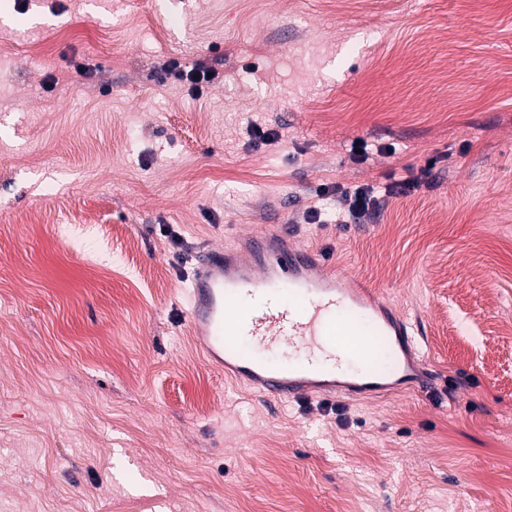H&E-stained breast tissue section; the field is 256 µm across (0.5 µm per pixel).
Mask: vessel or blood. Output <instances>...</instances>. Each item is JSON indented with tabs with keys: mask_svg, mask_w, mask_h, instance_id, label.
I'll return each instance as SVG.
<instances>
[{
	"mask_svg": "<svg viewBox=\"0 0 512 512\" xmlns=\"http://www.w3.org/2000/svg\"><path fill=\"white\" fill-rule=\"evenodd\" d=\"M192 334L205 356L268 397L376 400L423 391L432 381L415 331L377 289L347 281L322 257L274 237L255 240L248 257L206 249L189 278ZM353 347L330 368L276 365L256 357L243 337L324 349L337 331Z\"/></svg>",
	"mask_w": 512,
	"mask_h": 512,
	"instance_id": "b4317fda",
	"label": "vessel or blood"
}]
</instances>
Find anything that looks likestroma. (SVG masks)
I'll use <instances>...</instances> for the list:
<instances>
[{"label": "stroma", "instance_id": "1", "mask_svg": "<svg viewBox=\"0 0 512 512\" xmlns=\"http://www.w3.org/2000/svg\"><path fill=\"white\" fill-rule=\"evenodd\" d=\"M337 184L378 217L308 223ZM264 231L436 385L281 402L202 359L194 257ZM255 507L512 512V0H0V512ZM166 74L173 76L176 80L186 82L189 89L194 94H202L204 88L208 87L213 82L215 72L213 69L205 66L202 63L197 64L190 70L183 69L181 64L177 61H169L165 67ZM207 73H212V77H207ZM199 75V79H196Z\"/></svg>", "mask_w": 512, "mask_h": 512}]
</instances>
